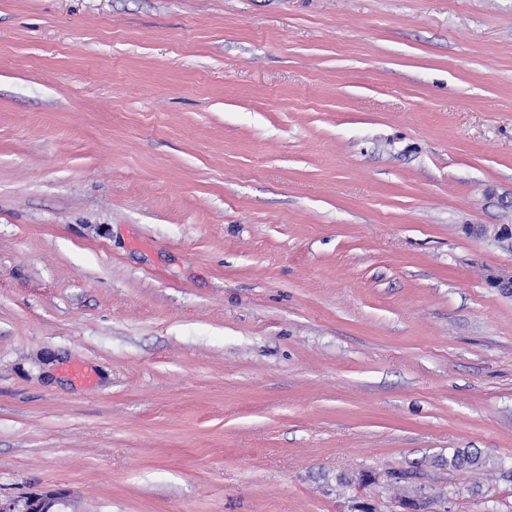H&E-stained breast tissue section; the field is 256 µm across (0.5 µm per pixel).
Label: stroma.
<instances>
[{
  "instance_id": "stroma-1",
  "label": "stroma",
  "mask_w": 512,
  "mask_h": 512,
  "mask_svg": "<svg viewBox=\"0 0 512 512\" xmlns=\"http://www.w3.org/2000/svg\"><path fill=\"white\" fill-rule=\"evenodd\" d=\"M508 197L512 0H0V499L512 512Z\"/></svg>"
}]
</instances>
